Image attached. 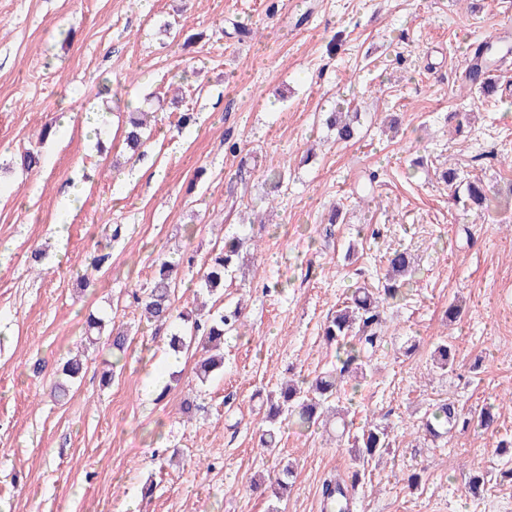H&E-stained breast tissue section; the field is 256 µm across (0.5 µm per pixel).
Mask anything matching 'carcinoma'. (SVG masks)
Returning a JSON list of instances; mask_svg holds the SVG:
<instances>
[{
    "label": "carcinoma",
    "mask_w": 512,
    "mask_h": 512,
    "mask_svg": "<svg viewBox=\"0 0 512 512\" xmlns=\"http://www.w3.org/2000/svg\"><path fill=\"white\" fill-rule=\"evenodd\" d=\"M486 50L479 46L466 67V79L472 85L485 87ZM155 115L149 111L129 112L124 128V141L129 150L136 153L145 144V129L150 126ZM465 193L469 209L480 212L488 200V190L477 179L466 185ZM241 240L237 237L213 250L200 269V288L210 295L224 294V278L233 272L240 256ZM196 257L184 253L177 258L163 256L156 260L153 272L141 294L135 296L137 306L148 321L176 324L167 345L175 352H183L193 344L201 350L203 357L196 367L197 378L205 383L214 377L224 366V355L219 353L224 343V332L237 330L243 325L239 309H223L217 314H206L195 306L178 311L174 306V290L180 270L193 267ZM412 257L406 251L396 250L388 259L385 283L376 290L358 286L351 296L336 306V311L327 318L323 328L324 341L336 345L340 367L317 375L314 379L288 380L280 384L267 398L263 411V427L259 436V446L267 450L276 444L280 425L285 421L296 420L302 426L328 423L335 418L347 426L348 412H339L332 401L340 392L345 376L363 377L367 373L368 353L379 346L385 335L386 319L383 317L384 304L399 298L402 283L400 279L412 272ZM455 351L448 344L438 345L433 353V367L446 373L453 368ZM473 418L463 415L455 403L443 402L435 408L431 417L422 422V430L432 438H440L453 430L465 431ZM349 451L362 461H370L383 454L389 447L387 428L369 422L348 441ZM290 464L282 466L281 473L270 482L272 494L281 499L291 490ZM342 482L327 479L323 483V502L326 512H343L338 499Z\"/></svg>",
    "instance_id": "1"
}]
</instances>
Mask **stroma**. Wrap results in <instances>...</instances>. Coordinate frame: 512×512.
<instances>
[{
  "label": "stroma",
  "instance_id": "obj_1",
  "mask_svg": "<svg viewBox=\"0 0 512 512\" xmlns=\"http://www.w3.org/2000/svg\"><path fill=\"white\" fill-rule=\"evenodd\" d=\"M489 39L512 45V0H0V512H322L324 481L358 468L354 512H512V456L497 451L512 437V68L492 96L463 82ZM120 98L159 112L142 155L122 144ZM99 109L96 138L81 125ZM183 109L196 121L180 130ZM347 110L360 118L343 143L323 115ZM27 150L41 158L29 172L12 165ZM137 166L146 176L130 177ZM451 168L490 188V209L466 214ZM78 174L87 193L65 207ZM232 236L251 241L224 280L245 332L225 335L224 373L203 384L197 355L169 367L132 294L158 255L201 262ZM403 248L415 270L385 309L388 339L340 393L355 426H387V451L362 467L334 432L287 422L261 452L266 396L336 366L328 316L356 284L380 287ZM96 257L97 285L82 287ZM91 314L130 330L125 353L85 343ZM443 340L457 349L445 374L431 360ZM76 350L82 378L55 400ZM448 398L492 407L495 428L425 438ZM283 461L288 497L256 494Z\"/></svg>",
  "mask_w": 512,
  "mask_h": 512
}]
</instances>
